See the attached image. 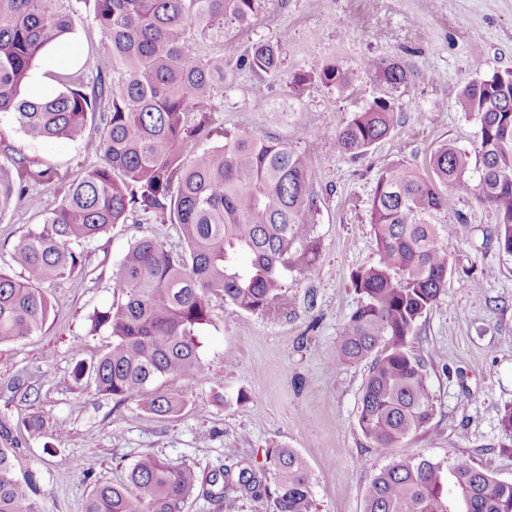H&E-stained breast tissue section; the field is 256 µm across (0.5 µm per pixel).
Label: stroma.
I'll use <instances>...</instances> for the list:
<instances>
[{"mask_svg":"<svg viewBox=\"0 0 512 512\" xmlns=\"http://www.w3.org/2000/svg\"><path fill=\"white\" fill-rule=\"evenodd\" d=\"M279 40L286 76L321 61H338L351 75L340 94L311 82L291 99L285 80L254 100L251 72L238 70L217 98L215 122L287 141L313 161L320 252L313 275L291 271L284 280L286 309L278 315L243 312L213 298L212 324L196 333L200 371L168 375L154 389L179 397L183 409L157 416L137 401L116 402L76 382L77 363L92 365L111 338L92 331L94 311L113 301L112 280L136 238H155L177 251V225L131 212L125 223L82 243L78 271L45 284L53 310L36 334L0 344V407L14 420L41 415V433L18 431L17 467L37 473L41 512H84L92 488L118 483L141 455L152 453L198 471L243 462L259 470L269 448L295 449L312 473L315 512H364L365 491L389 455L369 447L358 426L368 362L327 365L344 323L360 305L351 274L378 259L368 202L375 179L401 163L424 169L431 150L450 140L466 151L477 144V124L458 95L475 79L512 69V0H269L266 13L245 31L229 30L225 60H236L260 39ZM102 35L85 20L63 38L76 57H58L54 70L91 61ZM374 58L402 61L410 83L394 91L400 127L369 154L354 158L318 147L383 85L366 71ZM33 141L13 113H0V151L34 168L58 165L81 174L97 163L87 139ZM52 187L33 185L21 204L0 215V272L22 279L12 255L18 242L42 227L57 205ZM455 254L441 299L419 321L412 341L423 360L437 412L397 452L435 460L467 461L512 482V441L500 419L512 407V256L495 241L494 212L472 197L449 195ZM28 393L10 389L14 380ZM236 449L227 458L226 449ZM92 460L93 472L76 468Z\"/></svg>","mask_w":512,"mask_h":512,"instance_id":"1","label":"stroma"}]
</instances>
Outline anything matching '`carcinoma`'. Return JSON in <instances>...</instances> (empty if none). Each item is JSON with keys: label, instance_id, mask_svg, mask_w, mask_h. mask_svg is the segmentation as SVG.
Here are the masks:
<instances>
[{"label": "carcinoma", "instance_id": "obj_1", "mask_svg": "<svg viewBox=\"0 0 512 512\" xmlns=\"http://www.w3.org/2000/svg\"><path fill=\"white\" fill-rule=\"evenodd\" d=\"M93 15L104 48L81 70L55 73L63 91L32 100L22 95L35 60L70 33L82 14ZM268 0H0V112L15 114L33 140L76 139L99 119L89 140L98 164L82 176L47 166L35 170L9 154L0 158V215L20 205L33 183L61 196L43 227L22 239L13 262L16 281L0 273V344L32 335L49 317L41 285L78 270L87 242L130 212L180 227L184 247L170 251L151 237L135 240L113 278L116 299L93 314L92 329L112 341L96 363L75 366V378L92 381L98 394L135 400L168 417L183 401L154 392L167 375L199 371L196 331L215 313L210 297L251 313H271L284 301V272H311L319 243L312 236L317 212L312 159L288 142L221 127L215 100L230 73L224 50L201 55L195 39L224 45V28H248ZM282 49L272 40L252 43L236 68L252 72L261 100L282 76ZM368 70L391 90L408 83L396 60H371ZM345 91L349 72L337 61L318 63L288 81L297 96L313 79ZM459 106L478 124L472 184L470 154L445 140L430 152L427 173L396 164L381 171L369 203L378 246L376 264L352 274L361 304L343 325L331 365L372 359L363 384L358 425L369 443L388 453L423 430L436 402L428 373L413 352L419 320L447 288L455 245L440 214L448 192L473 196L496 215L499 250L512 256V70L469 82ZM401 122L393 98L373 99L331 137L333 148L366 155ZM250 257L240 263V255ZM10 416H0V512H40L31 471L17 472L19 451ZM269 466L199 473L146 453L125 481L100 484L85 512H184L197 494L217 509L247 491L272 512H314L312 475L293 448L268 452ZM365 512H512V482L495 479L466 461L398 456L373 475Z\"/></svg>", "mask_w": 512, "mask_h": 512}]
</instances>
